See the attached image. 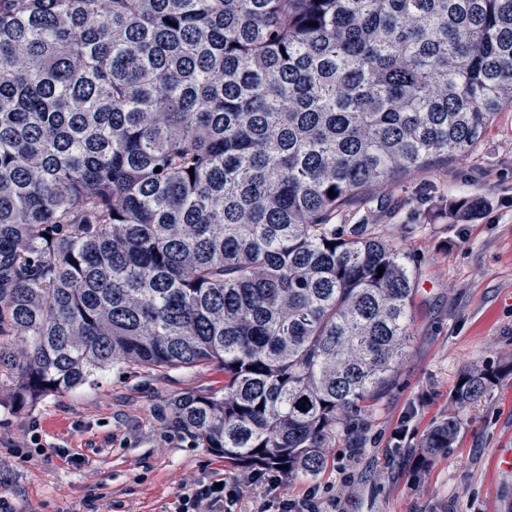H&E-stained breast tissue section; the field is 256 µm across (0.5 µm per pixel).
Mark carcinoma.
<instances>
[{
	"label": "carcinoma",
	"instance_id": "obj_1",
	"mask_svg": "<svg viewBox=\"0 0 512 512\" xmlns=\"http://www.w3.org/2000/svg\"><path fill=\"white\" fill-rule=\"evenodd\" d=\"M511 106L512 0H0L13 402L215 366L169 426L237 468L322 473L414 336L396 241L336 217ZM460 380L466 403L498 371ZM461 429L435 421L421 464Z\"/></svg>",
	"mask_w": 512,
	"mask_h": 512
}]
</instances>
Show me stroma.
<instances>
[{"instance_id": "35a3bbf8", "label": "stroma", "mask_w": 512, "mask_h": 512, "mask_svg": "<svg viewBox=\"0 0 512 512\" xmlns=\"http://www.w3.org/2000/svg\"><path fill=\"white\" fill-rule=\"evenodd\" d=\"M475 201L479 218L449 220L450 204ZM363 220L395 239L414 274L415 334L393 389L319 476L255 482L167 426L171 397L223 387L217 368L121 365L21 409L0 382V494L18 512H80L90 493L113 512H174L182 481L213 477L241 487L234 512H278L310 495L319 512H512V472L498 463L512 448V107L471 154L405 172L340 218ZM475 366L499 368L500 379L458 406L456 383ZM455 412L454 447L418 466L419 438ZM35 434L50 457L11 456Z\"/></svg>"}]
</instances>
